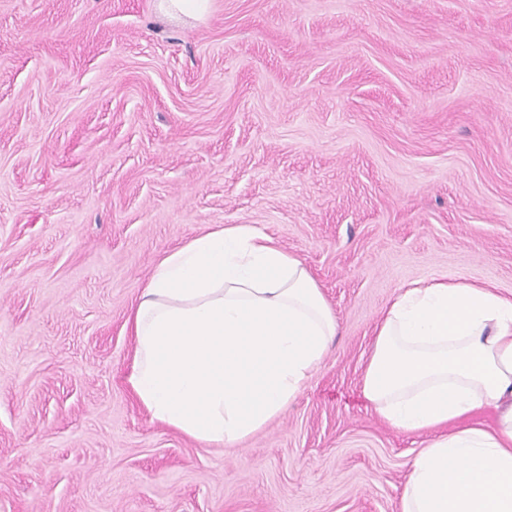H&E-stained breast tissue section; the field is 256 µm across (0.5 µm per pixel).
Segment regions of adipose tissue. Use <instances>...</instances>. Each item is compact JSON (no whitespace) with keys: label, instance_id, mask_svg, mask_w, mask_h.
Returning <instances> with one entry per match:
<instances>
[{"label":"adipose tissue","instance_id":"1","mask_svg":"<svg viewBox=\"0 0 512 512\" xmlns=\"http://www.w3.org/2000/svg\"><path fill=\"white\" fill-rule=\"evenodd\" d=\"M131 327L137 402L216 448L279 419L337 333L302 259L253 224L165 254ZM362 390L390 426L435 434L412 460L403 512H512V299L444 275L408 283L375 330ZM485 409L493 425L473 422Z\"/></svg>","mask_w":512,"mask_h":512}]
</instances>
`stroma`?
<instances>
[{
	"mask_svg": "<svg viewBox=\"0 0 512 512\" xmlns=\"http://www.w3.org/2000/svg\"><path fill=\"white\" fill-rule=\"evenodd\" d=\"M224 224L298 255L338 334L223 449L126 378L156 261ZM434 274L512 297V0H0V512H401L431 436L361 377ZM214 0H155L157 11L177 24L204 23L213 9Z\"/></svg>",
	"mask_w": 512,
	"mask_h": 512,
	"instance_id": "stroma-1",
	"label": "stroma"
}]
</instances>
